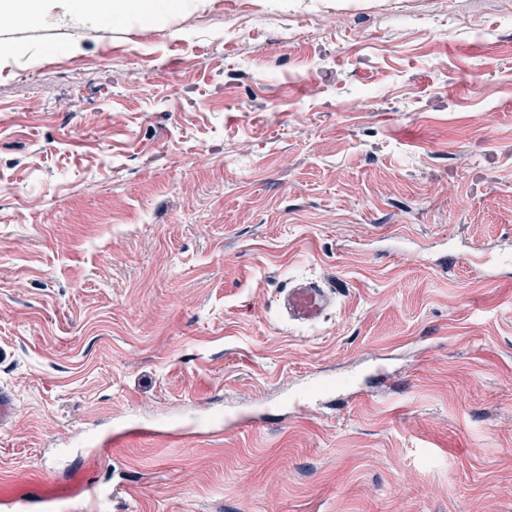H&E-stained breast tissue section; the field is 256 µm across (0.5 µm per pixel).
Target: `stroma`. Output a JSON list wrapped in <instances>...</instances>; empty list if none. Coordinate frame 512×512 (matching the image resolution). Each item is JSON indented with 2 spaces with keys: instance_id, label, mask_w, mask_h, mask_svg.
Instances as JSON below:
<instances>
[{
  "instance_id": "35a3bbf8",
  "label": "stroma",
  "mask_w": 512,
  "mask_h": 512,
  "mask_svg": "<svg viewBox=\"0 0 512 512\" xmlns=\"http://www.w3.org/2000/svg\"><path fill=\"white\" fill-rule=\"evenodd\" d=\"M4 45L0 473L96 466L102 512H512V282L430 264L512 251V0ZM297 278L337 288L315 326ZM335 303L332 284L318 280L295 282L280 291L278 307L289 321L313 324L324 318Z\"/></svg>"
}]
</instances>
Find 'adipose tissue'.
Segmentation results:
<instances>
[{"label":"adipose tissue","mask_w":512,"mask_h":512,"mask_svg":"<svg viewBox=\"0 0 512 512\" xmlns=\"http://www.w3.org/2000/svg\"><path fill=\"white\" fill-rule=\"evenodd\" d=\"M176 0H0V21H45L62 10L71 18L111 22L149 14L158 18L172 13Z\"/></svg>","instance_id":"obj_1"}]
</instances>
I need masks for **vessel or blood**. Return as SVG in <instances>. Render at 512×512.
I'll list each match as a JSON object with an SVG mask.
<instances>
[{
  "instance_id": "b4317fda",
  "label": "vessel or blood",
  "mask_w": 512,
  "mask_h": 512,
  "mask_svg": "<svg viewBox=\"0 0 512 512\" xmlns=\"http://www.w3.org/2000/svg\"><path fill=\"white\" fill-rule=\"evenodd\" d=\"M335 302L332 284L318 280L295 282L282 289L278 298L280 312L289 321L313 324L324 318ZM81 496L95 500L100 488L89 472L75 475L65 485H52L26 475L0 479V505L21 506L22 512H66V498Z\"/></svg>"
}]
</instances>
